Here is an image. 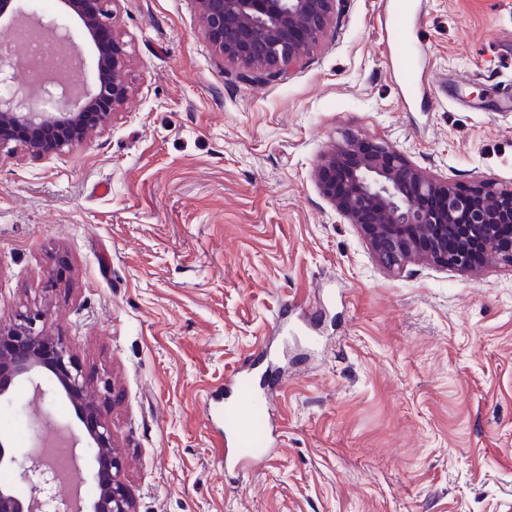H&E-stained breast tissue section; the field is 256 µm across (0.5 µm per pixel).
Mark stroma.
Masks as SVG:
<instances>
[{
	"mask_svg": "<svg viewBox=\"0 0 512 512\" xmlns=\"http://www.w3.org/2000/svg\"><path fill=\"white\" fill-rule=\"evenodd\" d=\"M338 0L302 64L268 80L224 61L195 0H114L134 96L50 158L0 155V321L46 308L108 381L103 418L136 512H512V268L388 274L315 171L344 133L465 186L512 182V0ZM410 52L405 85L391 56ZM61 279L53 291L49 272ZM320 315V350L280 360L281 441L225 475L202 403L280 345L284 307ZM0 399L13 447L65 395ZM419 11L415 9V3L413 1H396L391 12L385 19V26L389 28H400L406 29L409 20L417 18Z\"/></svg>",
	"mask_w": 512,
	"mask_h": 512,
	"instance_id": "1",
	"label": "stroma"
}]
</instances>
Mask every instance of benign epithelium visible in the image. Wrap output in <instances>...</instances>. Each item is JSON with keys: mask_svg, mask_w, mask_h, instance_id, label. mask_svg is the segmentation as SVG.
Returning <instances> with one entry per match:
<instances>
[{"mask_svg": "<svg viewBox=\"0 0 512 512\" xmlns=\"http://www.w3.org/2000/svg\"><path fill=\"white\" fill-rule=\"evenodd\" d=\"M112 0H58V16H45L30 0H0V29L13 40L0 47V152L22 147L52 156L84 143L108 126L132 95L131 66L123 42L110 35ZM337 0H196L205 36L229 62L276 77L299 61L324 33ZM51 37L72 54L70 36L90 46L96 77L85 82L76 66L30 89L12 56L27 50L24 35ZM319 189L336 211L357 225L378 263L399 271L409 263L469 271L473 255L512 267V184L481 179L457 187L425 174L386 141L347 134L323 155ZM52 374L50 390L64 391L74 406L98 464V495L80 512H136L122 479L123 462L112 448L100 411V385L75 363L62 336L49 327L42 309L19 312L0 325V394L11 384H36ZM20 468L28 484L25 498L0 484V512H71L57 484L54 458L32 448L20 457L0 440V473Z\"/></svg>", "mask_w": 512, "mask_h": 512, "instance_id": "1", "label": "benign epithelium"}]
</instances>
